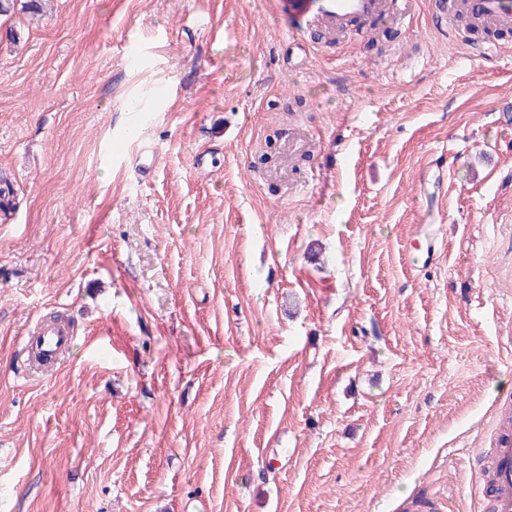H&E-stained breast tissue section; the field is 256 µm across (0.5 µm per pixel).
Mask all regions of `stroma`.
Here are the masks:
<instances>
[{"instance_id": "1", "label": "stroma", "mask_w": 512, "mask_h": 512, "mask_svg": "<svg viewBox=\"0 0 512 512\" xmlns=\"http://www.w3.org/2000/svg\"><path fill=\"white\" fill-rule=\"evenodd\" d=\"M285 2L0 18V512H487L512 30L414 0L295 49ZM69 333L62 327H55L49 325L41 326L34 336L29 339L28 345L30 351L34 347L37 339L41 337L43 350L53 356V360H58L69 346Z\"/></svg>"}]
</instances>
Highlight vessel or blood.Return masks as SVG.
Returning a JSON list of instances; mask_svg holds the SVG:
<instances>
[{
	"instance_id": "vessel-or-blood-1",
	"label": "vessel or blood",
	"mask_w": 512,
	"mask_h": 512,
	"mask_svg": "<svg viewBox=\"0 0 512 512\" xmlns=\"http://www.w3.org/2000/svg\"><path fill=\"white\" fill-rule=\"evenodd\" d=\"M464 9L494 30L512 28V0H462ZM383 0H288V29L297 35L319 24L346 30L349 23L381 15ZM43 350L60 358L69 346L65 329L44 325L37 331ZM486 485L493 512H512V434L501 433L491 450Z\"/></svg>"
}]
</instances>
